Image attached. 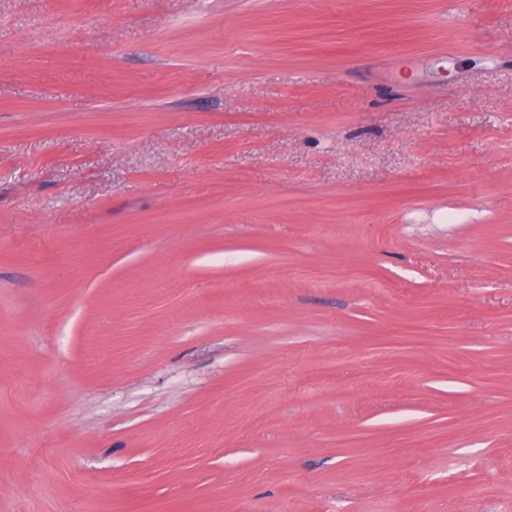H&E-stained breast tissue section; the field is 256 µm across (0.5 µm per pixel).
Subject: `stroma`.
Wrapping results in <instances>:
<instances>
[{"label":"stroma","mask_w":512,"mask_h":512,"mask_svg":"<svg viewBox=\"0 0 512 512\" xmlns=\"http://www.w3.org/2000/svg\"><path fill=\"white\" fill-rule=\"evenodd\" d=\"M0 512H512V0H0Z\"/></svg>","instance_id":"stroma-1"}]
</instances>
